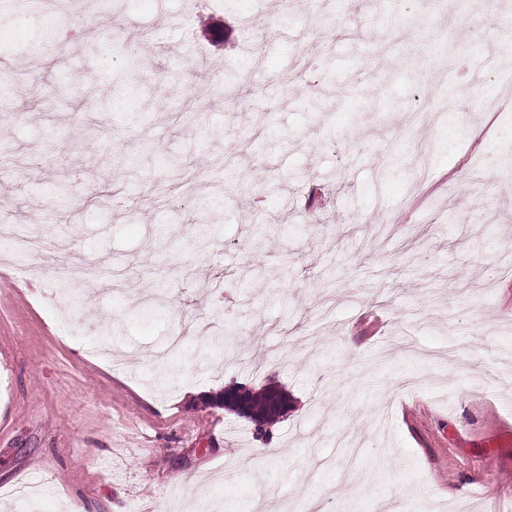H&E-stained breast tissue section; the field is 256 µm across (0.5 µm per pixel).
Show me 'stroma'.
Wrapping results in <instances>:
<instances>
[{
	"instance_id": "35a3bbf8",
	"label": "stroma",
	"mask_w": 512,
	"mask_h": 512,
	"mask_svg": "<svg viewBox=\"0 0 512 512\" xmlns=\"http://www.w3.org/2000/svg\"><path fill=\"white\" fill-rule=\"evenodd\" d=\"M250 9L0 17V215L44 240L0 283V512H512V98L466 77L512 75V0H295L259 66ZM241 384L292 401L271 452L204 401Z\"/></svg>"
}]
</instances>
